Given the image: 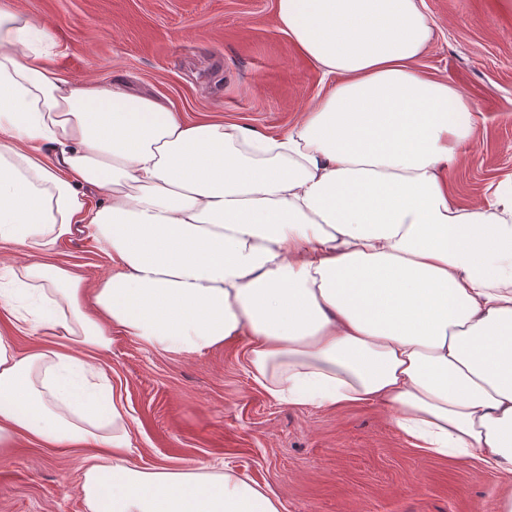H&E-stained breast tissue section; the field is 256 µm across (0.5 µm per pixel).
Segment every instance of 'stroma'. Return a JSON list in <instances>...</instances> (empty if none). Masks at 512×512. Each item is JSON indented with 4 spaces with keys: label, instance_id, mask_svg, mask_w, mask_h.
Returning a JSON list of instances; mask_svg holds the SVG:
<instances>
[{
    "label": "stroma",
    "instance_id": "stroma-1",
    "mask_svg": "<svg viewBox=\"0 0 512 512\" xmlns=\"http://www.w3.org/2000/svg\"><path fill=\"white\" fill-rule=\"evenodd\" d=\"M55 41L60 76L123 81L185 119H224L283 134L330 83L274 24L276 0H0ZM434 39L416 64L467 96L479 116L452 171L456 204L485 203L512 180V0H423ZM58 264L92 279L111 268L78 236ZM127 410L141 465L202 459L271 490L281 512H497L512 476L480 459L431 455L383 407L289 406L247 368L244 342L201 354L113 335L102 359ZM73 453L24 444L0 457V512H88Z\"/></svg>",
    "mask_w": 512,
    "mask_h": 512
}]
</instances>
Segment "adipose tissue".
<instances>
[{"label":"adipose tissue","mask_w":512,"mask_h":512,"mask_svg":"<svg viewBox=\"0 0 512 512\" xmlns=\"http://www.w3.org/2000/svg\"><path fill=\"white\" fill-rule=\"evenodd\" d=\"M275 25L333 81L281 136L71 84L50 30L0 7V454L79 449L88 512L281 508L210 460L138 462L100 365L116 332L188 355L245 340L272 399L379 405L416 447L512 475V189L448 192L478 116L416 69L421 0H277ZM78 233L112 269L53 263Z\"/></svg>","instance_id":"obj_1"}]
</instances>
